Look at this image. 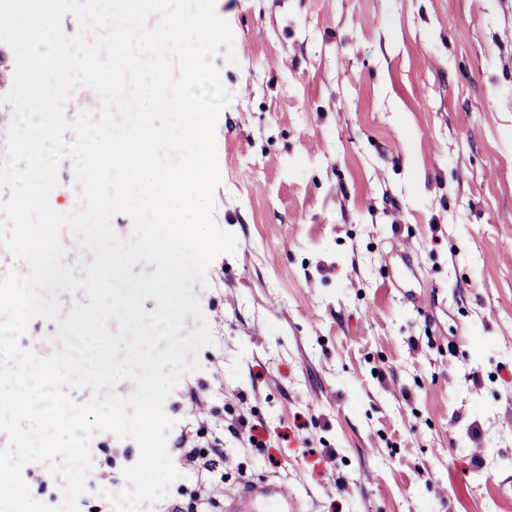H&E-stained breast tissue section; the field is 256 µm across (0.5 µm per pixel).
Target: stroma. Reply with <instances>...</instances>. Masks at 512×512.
Returning <instances> with one entry per match:
<instances>
[{
    "mask_svg": "<svg viewBox=\"0 0 512 512\" xmlns=\"http://www.w3.org/2000/svg\"><path fill=\"white\" fill-rule=\"evenodd\" d=\"M216 11L237 249L196 291L213 342L171 435L220 439L225 491L277 482L298 512H512V0ZM89 449L91 506L139 447Z\"/></svg>",
    "mask_w": 512,
    "mask_h": 512,
    "instance_id": "obj_1",
    "label": "stroma"
}]
</instances>
